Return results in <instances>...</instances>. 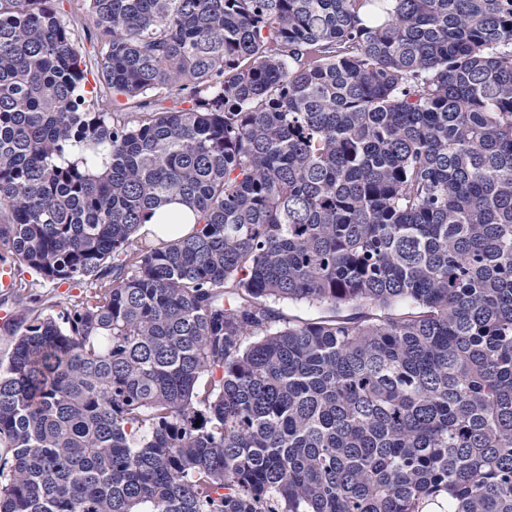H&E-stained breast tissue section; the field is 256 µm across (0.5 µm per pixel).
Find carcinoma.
<instances>
[{
    "mask_svg": "<svg viewBox=\"0 0 512 512\" xmlns=\"http://www.w3.org/2000/svg\"><path fill=\"white\" fill-rule=\"evenodd\" d=\"M85 2L89 91L0 0V512H512V0Z\"/></svg>",
    "mask_w": 512,
    "mask_h": 512,
    "instance_id": "carcinoma-1",
    "label": "carcinoma"
}]
</instances>
